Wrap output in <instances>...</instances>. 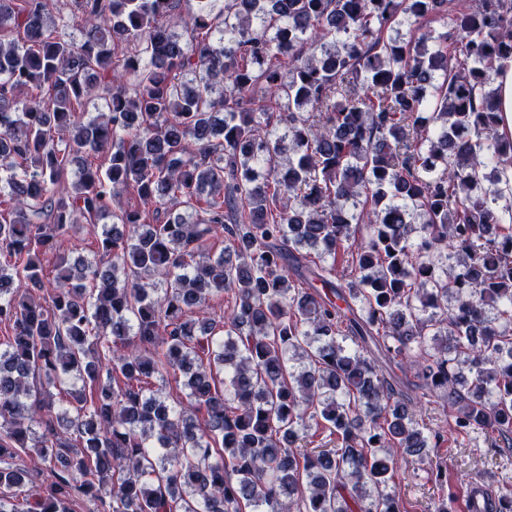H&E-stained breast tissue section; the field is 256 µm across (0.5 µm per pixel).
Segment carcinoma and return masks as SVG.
<instances>
[{"mask_svg":"<svg viewBox=\"0 0 512 512\" xmlns=\"http://www.w3.org/2000/svg\"><path fill=\"white\" fill-rule=\"evenodd\" d=\"M70 2L0 0V512H406L434 399L512 448V0ZM498 96L503 112L500 130L512 134V66H508L499 72L496 79ZM100 224L95 229L88 224H79L70 236L63 239L60 245V254L70 256L72 259L78 255L92 259L97 249V238L100 233Z\"/></svg>","mask_w":512,"mask_h":512,"instance_id":"obj_1","label":"carcinoma"}]
</instances>
